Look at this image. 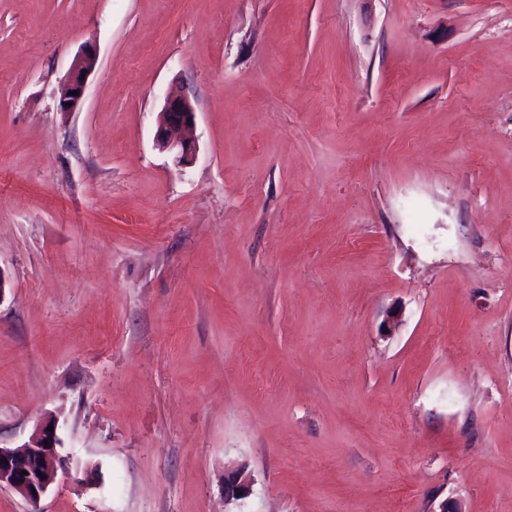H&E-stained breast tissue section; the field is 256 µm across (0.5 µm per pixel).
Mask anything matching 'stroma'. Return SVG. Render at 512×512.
<instances>
[{
	"label": "stroma",
	"mask_w": 512,
	"mask_h": 512,
	"mask_svg": "<svg viewBox=\"0 0 512 512\" xmlns=\"http://www.w3.org/2000/svg\"><path fill=\"white\" fill-rule=\"evenodd\" d=\"M0 278V512H512V0H0ZM98 62V50L93 42L86 43L75 57L66 78L60 87V108L64 112L75 111L83 102L87 78ZM78 91V96L69 92ZM195 109L187 96H167L159 112L155 132L156 143L174 153L178 164L186 166L195 159ZM191 121V124H188ZM48 427L33 433L22 445L2 447L0 444V488L13 489L34 505L48 492L58 470L64 467L57 451L60 439L56 427L53 425V431H48ZM45 440H48V445H45ZM3 459L7 462L3 463ZM40 460H44V464H40ZM22 471H27V475H22ZM251 481V475L248 473L245 464L225 472L224 498L230 502L243 499L249 493ZM236 490L242 491V494L236 496Z\"/></svg>",
	"instance_id": "1"
}]
</instances>
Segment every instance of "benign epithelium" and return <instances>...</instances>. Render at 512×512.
<instances>
[{"mask_svg":"<svg viewBox=\"0 0 512 512\" xmlns=\"http://www.w3.org/2000/svg\"><path fill=\"white\" fill-rule=\"evenodd\" d=\"M98 62L96 44L86 43L75 57L60 87V108L75 111L83 102L87 78ZM78 95L73 96L71 92ZM195 109L186 96H168L159 112L155 132L156 143L174 153L178 164L186 166L195 159ZM60 439L56 431L44 427L29 440L16 447L0 446V488L9 487L32 504H37L54 483L63 461L57 451ZM251 475L244 464L224 473V498L240 500L249 493ZM242 491L236 495V491Z\"/></svg>","mask_w":512,"mask_h":512,"instance_id":"benign-epithelium-1","label":"benign epithelium"}]
</instances>
